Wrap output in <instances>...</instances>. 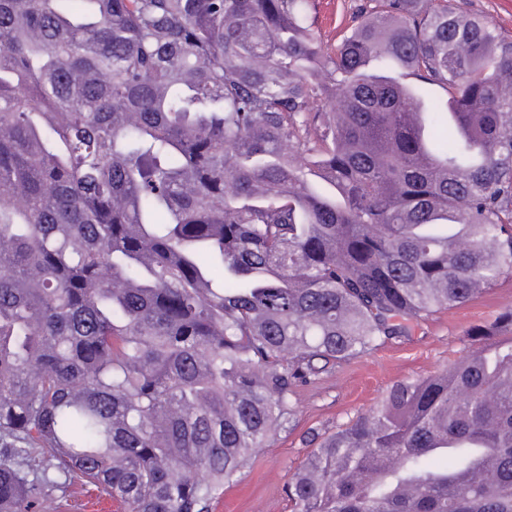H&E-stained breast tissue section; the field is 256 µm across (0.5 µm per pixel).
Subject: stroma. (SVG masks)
Returning <instances> with one entry per match:
<instances>
[{"label": "stroma", "instance_id": "stroma-1", "mask_svg": "<svg viewBox=\"0 0 512 512\" xmlns=\"http://www.w3.org/2000/svg\"><path fill=\"white\" fill-rule=\"evenodd\" d=\"M352 0H318L314 31L327 44L347 31ZM512 308V275L466 304L431 316L413 335L351 360L298 395L294 426L281 430L268 447L256 449L237 483L224 492L221 512H289L284 487L304 462L307 431L328 434L369 409L394 382L427 376L468 355L467 329L492 321ZM59 498L65 512H117L111 499L94 486L73 482Z\"/></svg>", "mask_w": 512, "mask_h": 512}]
</instances>
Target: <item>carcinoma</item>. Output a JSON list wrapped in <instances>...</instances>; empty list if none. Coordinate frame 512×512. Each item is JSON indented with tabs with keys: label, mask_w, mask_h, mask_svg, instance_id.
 Instances as JSON below:
<instances>
[{
	"label": "carcinoma",
	"mask_w": 512,
	"mask_h": 512,
	"mask_svg": "<svg viewBox=\"0 0 512 512\" xmlns=\"http://www.w3.org/2000/svg\"><path fill=\"white\" fill-rule=\"evenodd\" d=\"M315 2L0 0V512H214L300 387L512 274V38ZM504 331L305 432L291 512H512ZM317 23L313 30L327 44H337L347 32L349 7L354 0H317ZM60 505L66 509L56 512H118L115 502L99 492L94 486L81 481L73 482L63 493H58Z\"/></svg>",
	"instance_id": "1"
}]
</instances>
